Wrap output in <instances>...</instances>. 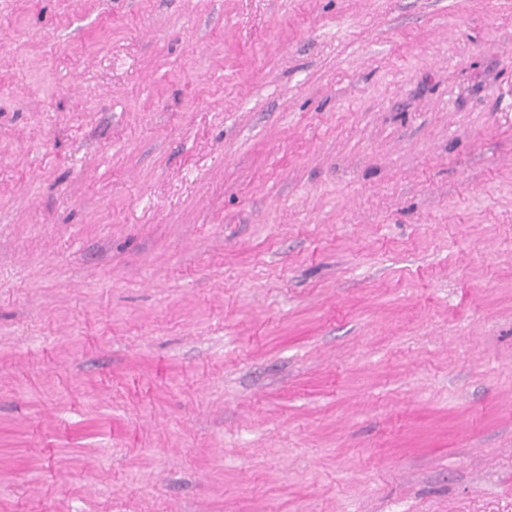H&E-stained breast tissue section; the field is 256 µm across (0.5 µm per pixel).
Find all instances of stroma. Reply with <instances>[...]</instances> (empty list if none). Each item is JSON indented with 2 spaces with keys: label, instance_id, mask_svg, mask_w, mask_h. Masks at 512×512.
Masks as SVG:
<instances>
[{
  "label": "stroma",
  "instance_id": "obj_1",
  "mask_svg": "<svg viewBox=\"0 0 512 512\" xmlns=\"http://www.w3.org/2000/svg\"><path fill=\"white\" fill-rule=\"evenodd\" d=\"M0 512H512V0H0Z\"/></svg>",
  "mask_w": 512,
  "mask_h": 512
}]
</instances>
